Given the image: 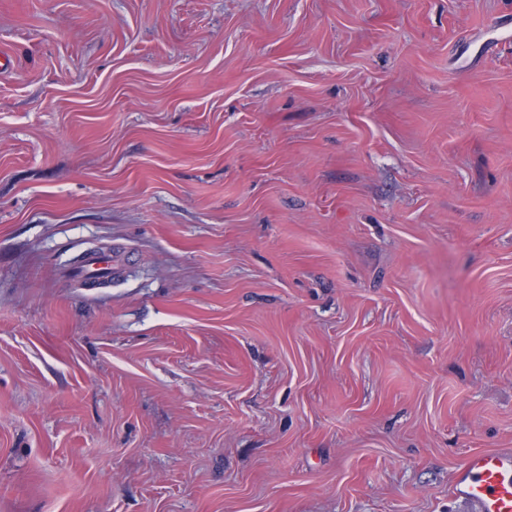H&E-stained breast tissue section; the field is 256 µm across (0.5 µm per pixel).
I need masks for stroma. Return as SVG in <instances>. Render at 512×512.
<instances>
[{
    "label": "stroma",
    "instance_id": "1",
    "mask_svg": "<svg viewBox=\"0 0 512 512\" xmlns=\"http://www.w3.org/2000/svg\"><path fill=\"white\" fill-rule=\"evenodd\" d=\"M509 19L0 0V512H471L512 448ZM122 269L120 260L113 258L108 253H94L88 255L81 267L76 271V276L93 281H106L117 275ZM453 492L473 512H512V450L469 454L455 473Z\"/></svg>",
    "mask_w": 512,
    "mask_h": 512
}]
</instances>
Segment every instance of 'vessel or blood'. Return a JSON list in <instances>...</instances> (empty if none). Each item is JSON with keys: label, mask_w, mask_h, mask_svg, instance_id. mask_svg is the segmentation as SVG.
<instances>
[{"label": "vessel or blood", "mask_w": 512, "mask_h": 512, "mask_svg": "<svg viewBox=\"0 0 512 512\" xmlns=\"http://www.w3.org/2000/svg\"><path fill=\"white\" fill-rule=\"evenodd\" d=\"M121 269L112 255L94 253L85 258L76 275L102 282ZM453 492L469 502L473 512H512V450L469 454L455 473Z\"/></svg>", "instance_id": "b4317fda"}]
</instances>
